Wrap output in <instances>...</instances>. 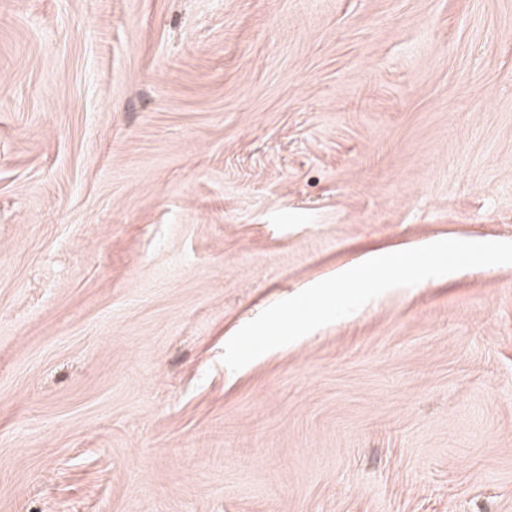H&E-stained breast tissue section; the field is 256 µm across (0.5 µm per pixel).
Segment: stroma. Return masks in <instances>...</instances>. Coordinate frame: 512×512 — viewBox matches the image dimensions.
Here are the masks:
<instances>
[{
  "mask_svg": "<svg viewBox=\"0 0 512 512\" xmlns=\"http://www.w3.org/2000/svg\"><path fill=\"white\" fill-rule=\"evenodd\" d=\"M444 239L512 241V0H0V512H512V265L221 361Z\"/></svg>",
  "mask_w": 512,
  "mask_h": 512,
  "instance_id": "stroma-1",
  "label": "stroma"
}]
</instances>
